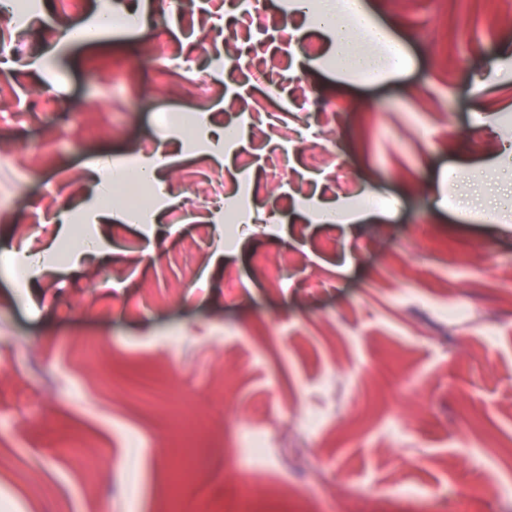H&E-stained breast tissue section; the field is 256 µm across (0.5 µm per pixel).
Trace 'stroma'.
Returning a JSON list of instances; mask_svg holds the SVG:
<instances>
[{
  "mask_svg": "<svg viewBox=\"0 0 512 512\" xmlns=\"http://www.w3.org/2000/svg\"><path fill=\"white\" fill-rule=\"evenodd\" d=\"M114 2L143 23L100 47L48 37L61 0L0 22V142L19 147L0 163L13 198L0 207V512H233L240 482L294 512H512L502 0H367L409 57L372 81L333 63L326 34L282 0L251 30L236 27L237 0H210L198 27L167 0ZM153 43L180 54L151 65ZM258 112L309 135L328 125L331 162L260 136ZM143 142L169 157L168 190L116 228L93 166L134 162ZM207 170L253 224L221 225L218 251L195 240L203 211L175 209ZM336 209L341 222L318 221ZM34 245L56 257L19 277L6 256ZM273 253L287 258L276 290L254 276ZM173 382L190 401L168 395ZM184 415L194 429L157 425ZM75 439L97 469L69 452ZM192 455L219 467L201 475Z\"/></svg>",
  "mask_w": 512,
  "mask_h": 512,
  "instance_id": "1",
  "label": "stroma"
}]
</instances>
